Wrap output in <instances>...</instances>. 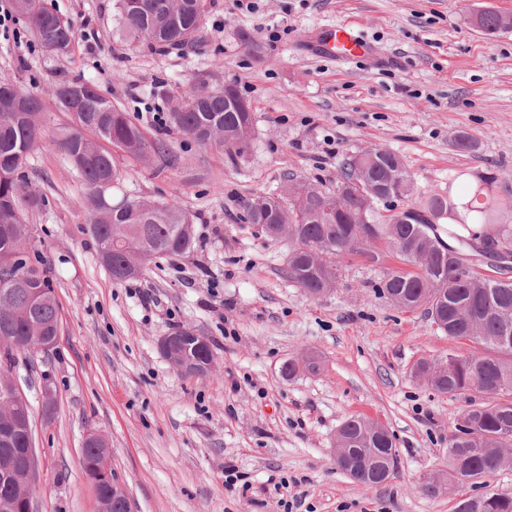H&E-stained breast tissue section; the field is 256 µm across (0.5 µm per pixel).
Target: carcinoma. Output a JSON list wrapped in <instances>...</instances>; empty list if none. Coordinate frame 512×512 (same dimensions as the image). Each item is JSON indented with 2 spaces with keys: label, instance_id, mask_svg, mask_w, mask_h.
Instances as JSON below:
<instances>
[{
  "label": "carcinoma",
  "instance_id": "obj_1",
  "mask_svg": "<svg viewBox=\"0 0 512 512\" xmlns=\"http://www.w3.org/2000/svg\"><path fill=\"white\" fill-rule=\"evenodd\" d=\"M14 8L44 49L68 52L73 29L45 0H14ZM115 9V31L121 38L152 50L181 49L194 44L203 28L205 0H117ZM473 22L488 36L512 29V16L496 10L477 13ZM66 87L82 91L78 104L62 97ZM6 92L21 98V111L0 112V337H6L4 354L12 361L14 352L32 351L38 337L59 331V306L46 269L28 252L26 216L44 199L23 169L44 134L42 103L13 81L0 78V94ZM51 95L70 119L58 147L83 178L88 232L98 254L110 257L106 269L137 253L142 266L161 255L189 251L195 241L194 224L175 201L112 202V187L119 184L120 174L110 147L145 159L168 154L165 144L149 138L92 84L62 80ZM169 116L180 133L224 152L232 164L250 147L254 134L253 112L229 108L222 90L193 89L171 107ZM89 132L95 139L87 137ZM393 174L403 178L405 198L412 197L414 181L401 157L384 149H365L343 158L339 180L357 181L361 189L339 203L334 201L335 189L288 176L277 195L264 197L266 210L255 208L257 195L245 199L242 209L247 221L271 238L277 222L288 225L286 276L310 296L332 291L343 263L357 256L383 268L380 295L396 307L424 310L453 343L444 358L418 362L416 374L441 393L466 398L479 393L484 401L471 405L450 435L449 471L439 481L428 477L422 484L426 495L437 497L465 480L512 467V279L484 275L470 258L472 252L491 250L503 262L512 260V186L495 171L483 172L456 190L450 184L447 191L407 207L398 220L384 212L388 202L381 195ZM445 220L455 246L437 232ZM391 257L404 267L388 266ZM459 340H468L483 352L454 346ZM188 355L200 362L214 360L203 338L199 345H189ZM301 369L318 372L319 358L290 361L284 374L293 376ZM1 437L0 428V512H24L21 497L33 496L35 486L19 487L11 481V454L27 447L28 428H16L8 446ZM336 447L347 450L349 477L363 486L397 470L398 450L377 421L347 419L337 432ZM101 452L98 446L84 448V470L108 493V510L115 512L112 499L119 490L112 487L114 474L98 468ZM455 512H512V496L460 499Z\"/></svg>",
  "mask_w": 512,
  "mask_h": 512
}]
</instances>
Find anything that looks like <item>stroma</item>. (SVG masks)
<instances>
[{
    "instance_id": "stroma-1",
    "label": "stroma",
    "mask_w": 512,
    "mask_h": 512,
    "mask_svg": "<svg viewBox=\"0 0 512 512\" xmlns=\"http://www.w3.org/2000/svg\"><path fill=\"white\" fill-rule=\"evenodd\" d=\"M256 2L248 12L205 0L199 46L183 55L118 39L115 0H46L74 29L63 55L42 48L22 18L0 28V77L42 100L45 134L25 175L44 204L28 223L60 313L54 346L18 355L9 373L32 408L35 512H99L82 463L92 433L107 439L132 512H283L275 477L288 478L298 512L455 510L457 496L431 498L421 484L446 469L469 402L415 375L419 360L447 354V336L422 311L392 306L378 292L380 268L359 260L335 290L310 297L285 276L287 239L245 223L241 201L277 191L288 174L335 187L343 157L368 147L400 155L420 199L460 172L512 178V31L490 37L472 22L487 8L512 14V0ZM341 23L369 55L310 52L313 32ZM63 79L95 85L167 145L169 163L113 149V194L177 200L195 225L189 252L123 282L101 266L85 186L57 146L68 118L49 89ZM201 81L251 104L254 137L237 164L168 121ZM461 132L475 150L457 148ZM181 327L207 338L212 374H183L164 357L162 336ZM310 352L318 372L284 374ZM355 415L386 427L399 451L396 473L373 487L336 468V433ZM228 463L248 491L225 486Z\"/></svg>"
}]
</instances>
